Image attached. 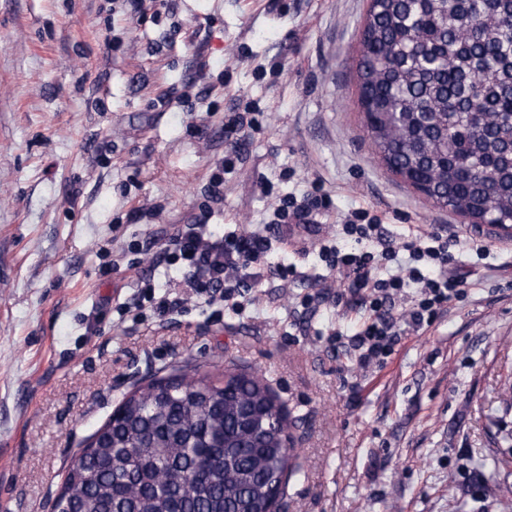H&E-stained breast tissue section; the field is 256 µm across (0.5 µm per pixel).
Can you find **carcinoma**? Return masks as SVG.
I'll return each instance as SVG.
<instances>
[{
  "label": "carcinoma",
  "instance_id": "carcinoma-1",
  "mask_svg": "<svg viewBox=\"0 0 512 512\" xmlns=\"http://www.w3.org/2000/svg\"><path fill=\"white\" fill-rule=\"evenodd\" d=\"M358 103L375 153L471 224H512V0H370ZM263 379L188 367L130 392L69 466L59 512H274L298 465Z\"/></svg>",
  "mask_w": 512,
  "mask_h": 512
}]
</instances>
